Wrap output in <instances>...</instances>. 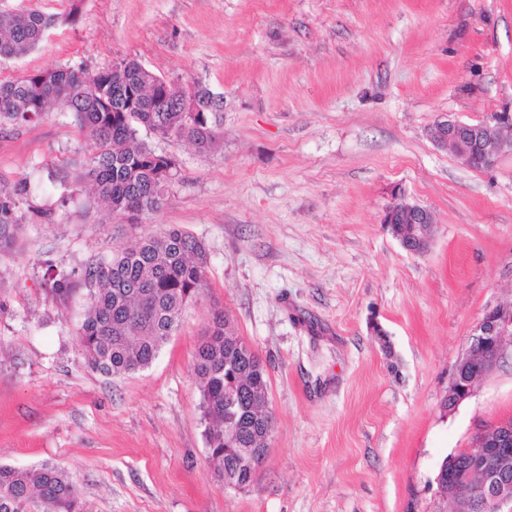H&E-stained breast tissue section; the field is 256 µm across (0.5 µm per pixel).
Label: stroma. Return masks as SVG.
Listing matches in <instances>:
<instances>
[{
    "label": "stroma",
    "instance_id": "obj_1",
    "mask_svg": "<svg viewBox=\"0 0 512 512\" xmlns=\"http://www.w3.org/2000/svg\"><path fill=\"white\" fill-rule=\"evenodd\" d=\"M122 59L223 94L224 142L139 129L177 175L125 224L74 183L90 140L65 107L0 124V191L30 186L0 252V465L62 469L82 512H451L442 461L512 416L511 360L440 408L485 310L512 302V155L476 170L429 130L512 106V0H82L0 77ZM402 196L433 213L425 253L381 222ZM173 229L204 243L207 288L149 368L91 369L86 266ZM215 305L274 416L240 488L208 459L193 373Z\"/></svg>",
    "mask_w": 512,
    "mask_h": 512
}]
</instances>
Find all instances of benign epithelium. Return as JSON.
I'll list each match as a JSON object with an SVG mask.
<instances>
[{"label": "benign epithelium", "instance_id": "benign-epithelium-1", "mask_svg": "<svg viewBox=\"0 0 512 512\" xmlns=\"http://www.w3.org/2000/svg\"><path fill=\"white\" fill-rule=\"evenodd\" d=\"M438 146L461 151L460 159L469 160V151L477 149L483 167L491 168L512 154V112L487 115L477 123L445 119L430 130ZM403 211L393 205L386 209L383 223L393 224L396 215L410 225L398 238L402 248L421 254L430 246L432 212L418 203L404 202ZM512 348V303L499 304L485 311L473 329L469 349L456 361L448 392L441 402L451 413L469 399L479 379L494 371ZM274 427H269L259 448H236V463L221 470L224 483L241 487L252 478L257 464L268 452ZM437 483L440 493L454 506V512H512V418L503 419L477 435L466 448L459 449L443 462Z\"/></svg>", "mask_w": 512, "mask_h": 512}]
</instances>
